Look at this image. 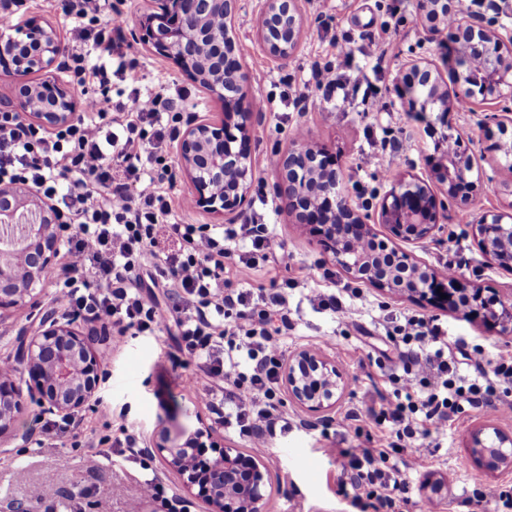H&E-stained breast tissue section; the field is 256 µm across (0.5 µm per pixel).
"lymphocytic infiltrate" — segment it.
<instances>
[{"label":"lymphocytic infiltrate","instance_id":"lymphocytic-infiltrate-1","mask_svg":"<svg viewBox=\"0 0 512 512\" xmlns=\"http://www.w3.org/2000/svg\"><path fill=\"white\" fill-rule=\"evenodd\" d=\"M59 8L71 24L67 68L84 98L83 115L49 131L0 111V181L31 186L51 202L66 228L57 293L67 309L93 321L108 319L139 334L158 330L161 316L142 294L139 270L159 230L179 240L176 253L155 262L154 276L174 289L170 314L179 350L197 361L204 378L193 394L223 425L249 437L253 452H265L268 433L280 423L274 397L285 355L284 338L269 329L268 315L284 308L292 283L255 291L230 287L224 259L239 241L250 244L238 255L249 268L269 260L287 268L293 257L255 219L213 233L204 224L170 223L173 209L191 207L188 197L169 193L176 95L158 73L156 92L114 98L113 80L134 77L138 68L124 44L126 17L116 11L101 21V0H59ZM92 50L100 57L94 65L87 62ZM386 334L400 350L405 378L392 399L368 412L391 424L395 440L386 451H335L352 488L383 504L403 489L398 470L387 465L389 454L402 451L419 427L439 434L467 411L512 414V398L495 388L499 381L512 384L511 356L491 368L482 349L473 348L464 355L473 376L460 383L440 324L401 314L389 319Z\"/></svg>","mask_w":512,"mask_h":512}]
</instances>
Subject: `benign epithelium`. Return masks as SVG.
Masks as SVG:
<instances>
[{
    "mask_svg": "<svg viewBox=\"0 0 512 512\" xmlns=\"http://www.w3.org/2000/svg\"><path fill=\"white\" fill-rule=\"evenodd\" d=\"M425 35L434 40L450 25L456 64L453 82L462 91L448 93L439 70L424 59L406 64L411 79L399 94L407 111L432 114L436 154L430 179L441 187L436 193L423 179L402 174L375 205L380 235L368 218L339 188L336 153L306 139L294 141L278 155L277 197L308 226L324 249L347 274L374 287L416 296L427 304L463 318L479 317L493 331L512 334V298L486 295L456 276L414 258L396 242L417 244L440 230L448 217L447 201L457 211L472 212L483 191L481 173L462 150H441L450 133L448 115L458 102L474 111L476 97L492 103L512 96V31L501 33L465 0H416ZM244 9L241 0H149L138 40L157 55L173 61L182 73L199 83L204 75L187 63L207 47L219 80H208L223 112L202 118L183 107L178 132L177 165L190 186L194 208L218 216L242 215V206L254 176L251 133L263 119L243 92L251 75L243 62L235 19ZM257 36L263 50L282 64L290 61L303 35L304 0H257ZM215 16L224 17L226 34L204 28ZM68 46L56 29L32 16L20 29H0V67L12 74L15 95L0 100V107L43 126L73 122L83 108L69 79L64 59ZM38 80H32V76ZM474 238L487 262L512 272V202L485 210L472 221ZM64 236L48 202L32 188L0 183V309L34 299L33 292L54 268ZM446 298H441V295ZM81 315L47 312L37 324L20 332L13 359L25 365L32 384L22 392L11 372H0V437L12 434L23 442L30 435L17 427L24 399L58 416H71L95 398L102 379L100 359L88 338L75 327ZM284 376L291 402L313 425L329 417L340 404L345 381L336 362L316 348H301L288 356ZM495 440L485 442L481 432L472 436L478 462L489 471L512 466L504 445L512 436L494 429ZM213 429H198L184 441L160 433L152 448L165 469L177 473L185 488L195 492L208 512H265L264 473L252 456L218 448L206 463L208 479L198 477L190 448Z\"/></svg>",
    "mask_w": 512,
    "mask_h": 512,
    "instance_id": "benign-epithelium-1",
    "label": "benign epithelium"
}]
</instances>
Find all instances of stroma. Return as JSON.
Returning <instances> with one entry per match:
<instances>
[{
    "label": "stroma",
    "instance_id": "stroma-1",
    "mask_svg": "<svg viewBox=\"0 0 512 512\" xmlns=\"http://www.w3.org/2000/svg\"><path fill=\"white\" fill-rule=\"evenodd\" d=\"M304 22L300 47L285 65L261 48L254 10L241 13L236 22L247 68L264 75L263 82L246 85L247 94L255 98L279 96L281 81L287 78L313 97L314 103L307 111L290 112L284 125L272 113H265L253 133L255 177L244 209L249 214H263L266 224L285 242L293 256L291 269L274 263L249 269L231 258L226 270L235 288H269L296 278L297 286L288 293L287 320L275 317L271 324L284 326L291 352L329 340L327 354L345 377L341 403L327 421L314 427L304 425L303 414L289 401L286 388H279V414L287 420L288 429L269 435L268 450L261 457L269 478L267 512H384L383 508L371 507L368 500H354L351 488L341 483L334 451L377 448L383 442L368 408L391 395L389 375L401 370L399 351L384 329L386 315L413 312L438 319L447 323L449 340L462 338L483 345L494 360L512 355V334L489 332L481 321L464 319L352 278L282 206L274 191L277 176L267 166L266 158L288 150L296 126L313 143L339 152L341 187L357 206L375 205L389 189V180L381 176V165L390 163L397 172L427 177L433 143L424 123L402 106L397 85L404 64L413 59L431 61L443 75L452 73L439 42L426 39L415 0H309ZM378 34L390 43L391 52L384 62H375L359 50L348 59L340 55L339 39H348L359 47L365 37ZM131 51L140 59L141 68L136 80L117 82V89L127 94L150 91L154 74L160 72L171 86L187 90L186 106L190 111L205 118L220 112V102L171 61L153 55L137 41L132 42ZM325 59L335 60L342 76L365 78L381 101V108H372L358 94L343 102L319 97L311 80V67ZM448 120L455 135L472 152L486 184L477 211L500 208L505 202L500 187L512 181V172L499 164V154L490 145L495 141L512 143V125L493 127L494 137L489 140L465 113H451ZM413 252L420 261L437 269L447 262L455 264L458 277L485 292L512 296V273L485 261L470 224L458 223L456 212H449L442 232L414 247ZM348 286L358 289L359 294L345 300L352 312L346 324L336 322L328 311L313 307L307 299L315 289ZM35 293L37 307L0 310V328L7 330L6 335H0V358L11 356L19 332L36 322L42 311L63 310L50 280L38 284ZM77 327L90 339L106 378L95 401L75 415V427L69 435L42 433L40 424L34 421L40 408L32 404L18 426L30 432L33 445L24 446L21 440L7 435L0 437V502L17 503L27 512H96L100 500L109 502L111 512H165L160 503L142 495L144 480L157 475L180 500L183 512H206L205 504L183 490L180 479L165 471L156 454H148L141 463L116 455L94 470L86 464L87 455L98 448L100 439L120 426L127 427L142 444L162 432L173 438L212 425L216 428L214 438L221 445L249 453L248 437L221 427L213 410L186 394L185 384L199 380L200 373L189 356H181L175 365L169 362V354L178 350L174 323L166 322L155 336H123L112 326L103 337L97 321L81 320ZM103 405L111 409V420L101 416L99 408ZM349 413L359 417L360 432L340 428L341 419ZM489 423L512 433V415L489 416L472 411L463 423L449 424L446 433L425 437L428 463L417 471L401 468L406 491L396 497L391 512H498L497 496L503 487L512 485V468L487 471L477 463L470 440L474 430ZM49 487L57 492L56 502L44 497ZM477 491L482 494L478 500L473 497Z\"/></svg>",
    "mask_w": 512,
    "mask_h": 512
}]
</instances>
